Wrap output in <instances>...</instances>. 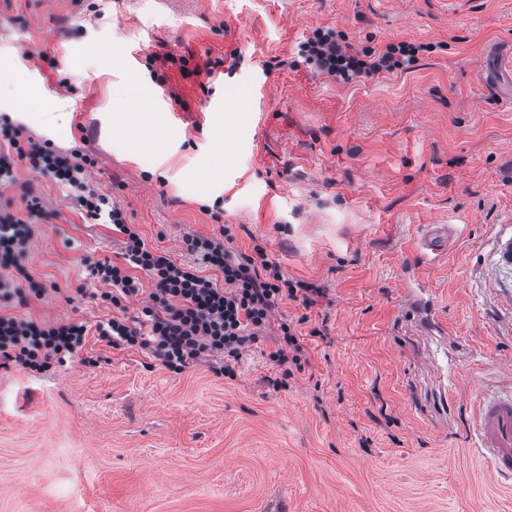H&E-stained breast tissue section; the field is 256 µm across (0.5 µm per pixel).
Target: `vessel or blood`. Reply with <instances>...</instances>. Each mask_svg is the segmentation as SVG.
I'll use <instances>...</instances> for the list:
<instances>
[{
  "mask_svg": "<svg viewBox=\"0 0 512 512\" xmlns=\"http://www.w3.org/2000/svg\"><path fill=\"white\" fill-rule=\"evenodd\" d=\"M486 83L503 85L512 76V52L494 54L485 65ZM452 230L446 224L430 225L420 241L427 261H435L448 250ZM479 446L495 473L512 479V390L484 393L478 398L475 429Z\"/></svg>",
  "mask_w": 512,
  "mask_h": 512,
  "instance_id": "b4317fda",
  "label": "vessel or blood"
}]
</instances>
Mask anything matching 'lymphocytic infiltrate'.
Listing matches in <instances>:
<instances>
[{
	"label": "lymphocytic infiltrate",
	"mask_w": 512,
	"mask_h": 512,
	"mask_svg": "<svg viewBox=\"0 0 512 512\" xmlns=\"http://www.w3.org/2000/svg\"><path fill=\"white\" fill-rule=\"evenodd\" d=\"M418 52L416 46L399 43L357 56L346 51L335 30L321 28L301 48L307 63L344 81L411 68ZM20 162L64 187L88 223L111 225L122 235L120 261L88 256L80 261L88 278L100 284L101 302L119 314L92 326L71 317L49 323L0 313V366L12 364L32 374L47 372L53 362L77 356L93 334L117 350L150 351L176 374L212 356L216 362L211 372L231 379L278 304L297 300L308 291L305 283L285 277L263 246L254 245L249 254L232 250L233 236L226 226L216 237H185L186 258L179 262L148 247L111 195L91 186L94 158L76 148L62 150L50 141L27 136L22 124L1 115V185L14 183V169ZM26 209L22 215L0 205V302L19 307L45 294L43 283L29 272L26 261L34 225L49 210L36 195L29 196ZM135 298L140 301L138 312L123 316L126 302ZM280 330L282 340L268 358L288 378L303 370L308 358L295 325L284 322Z\"/></svg>",
	"instance_id": "obj_1"
}]
</instances>
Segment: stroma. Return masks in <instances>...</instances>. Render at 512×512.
Segmentation results:
<instances>
[{"label":"stroma","mask_w":512,"mask_h":512,"mask_svg":"<svg viewBox=\"0 0 512 512\" xmlns=\"http://www.w3.org/2000/svg\"><path fill=\"white\" fill-rule=\"evenodd\" d=\"M320 27L357 51H421L410 70L343 82L299 54ZM507 42L512 0H0V113L93 154V183L149 247L180 261L184 237L226 226L234 249L264 246L319 290L311 307L279 304L232 380L95 336L97 365L0 369V512H512L472 425L480 393L512 388V270L493 261L512 216V103L479 80ZM155 53L238 65L187 77ZM18 77L47 94L52 125L29 116ZM173 93L188 105L176 121ZM117 107L163 114L167 152L134 153ZM225 126L224 180L201 181ZM14 174L0 204L25 209L30 184L56 212L35 226L27 266L47 292L26 315L111 318L65 296L80 258L117 259L121 235ZM447 220L455 249L422 266L425 225ZM302 316L309 363L286 379L268 355Z\"/></svg>","instance_id":"35a3bbf8"}]
</instances>
